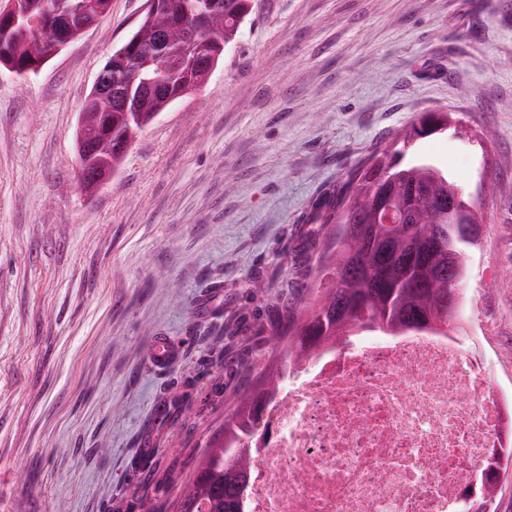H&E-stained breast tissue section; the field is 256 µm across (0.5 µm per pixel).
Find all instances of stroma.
I'll list each match as a JSON object with an SVG mask.
<instances>
[{
    "label": "stroma",
    "instance_id": "obj_1",
    "mask_svg": "<svg viewBox=\"0 0 512 512\" xmlns=\"http://www.w3.org/2000/svg\"><path fill=\"white\" fill-rule=\"evenodd\" d=\"M145 8L112 0L27 79L0 67V512H165L284 359L267 330L314 275L292 260L312 203L424 112L463 126L413 151L483 209L462 338L512 400V0H255L89 196L78 113ZM160 336L183 345L163 370Z\"/></svg>",
    "mask_w": 512,
    "mask_h": 512
}]
</instances>
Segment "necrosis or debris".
I'll return each instance as SVG.
<instances>
[{
	"instance_id": "obj_1",
	"label": "necrosis or debris",
	"mask_w": 512,
	"mask_h": 512,
	"mask_svg": "<svg viewBox=\"0 0 512 512\" xmlns=\"http://www.w3.org/2000/svg\"><path fill=\"white\" fill-rule=\"evenodd\" d=\"M506 443L499 394L457 337L353 339L266 403L244 510L459 512Z\"/></svg>"
}]
</instances>
